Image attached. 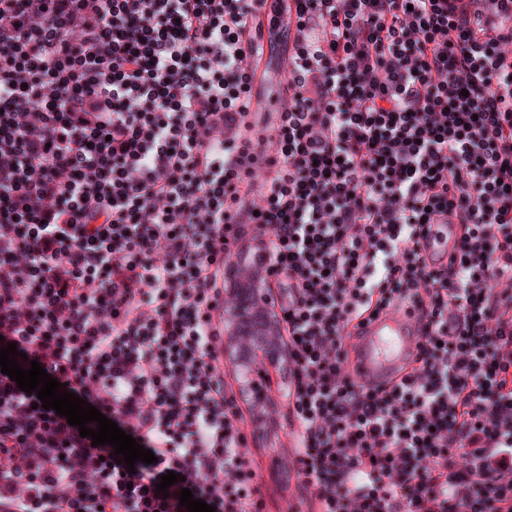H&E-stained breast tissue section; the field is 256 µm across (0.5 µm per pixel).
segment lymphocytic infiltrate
<instances>
[{
    "mask_svg": "<svg viewBox=\"0 0 512 512\" xmlns=\"http://www.w3.org/2000/svg\"><path fill=\"white\" fill-rule=\"evenodd\" d=\"M509 42L512 0H0V340L156 457L0 373V512H264L217 357L256 249L307 512H512ZM394 304L424 344L363 388ZM344 341L357 382L375 388L403 374L424 337L414 314L404 308H390Z\"/></svg>",
    "mask_w": 512,
    "mask_h": 512,
    "instance_id": "1",
    "label": "lymphocytic infiltrate"
}]
</instances>
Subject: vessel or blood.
<instances>
[{
	"label": "vessel or blood",
	"instance_id": "1",
	"mask_svg": "<svg viewBox=\"0 0 512 512\" xmlns=\"http://www.w3.org/2000/svg\"><path fill=\"white\" fill-rule=\"evenodd\" d=\"M423 341L415 315L390 308L346 337L345 344L357 382L374 388L399 378Z\"/></svg>",
	"mask_w": 512,
	"mask_h": 512
}]
</instances>
